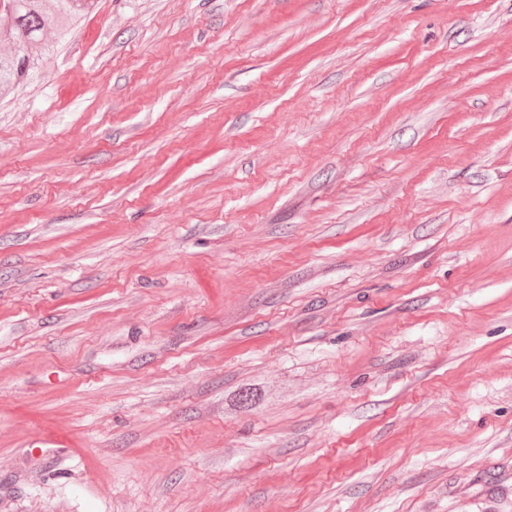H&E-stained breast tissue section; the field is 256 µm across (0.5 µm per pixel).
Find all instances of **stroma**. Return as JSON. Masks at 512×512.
Returning a JSON list of instances; mask_svg holds the SVG:
<instances>
[{
  "label": "stroma",
  "mask_w": 512,
  "mask_h": 512,
  "mask_svg": "<svg viewBox=\"0 0 512 512\" xmlns=\"http://www.w3.org/2000/svg\"><path fill=\"white\" fill-rule=\"evenodd\" d=\"M98 2L0 93V512H512V0Z\"/></svg>",
  "instance_id": "35a3bbf8"
}]
</instances>
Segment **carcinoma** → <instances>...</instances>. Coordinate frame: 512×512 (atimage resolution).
<instances>
[{
	"mask_svg": "<svg viewBox=\"0 0 512 512\" xmlns=\"http://www.w3.org/2000/svg\"><path fill=\"white\" fill-rule=\"evenodd\" d=\"M96 6L97 0H13L11 9L0 11V42L11 45L0 53V88L17 87L33 75L38 60L32 49L46 45L48 31L63 38Z\"/></svg>",
	"mask_w": 512,
	"mask_h": 512,
	"instance_id": "cac0c4a2",
	"label": "carcinoma"
}]
</instances>
